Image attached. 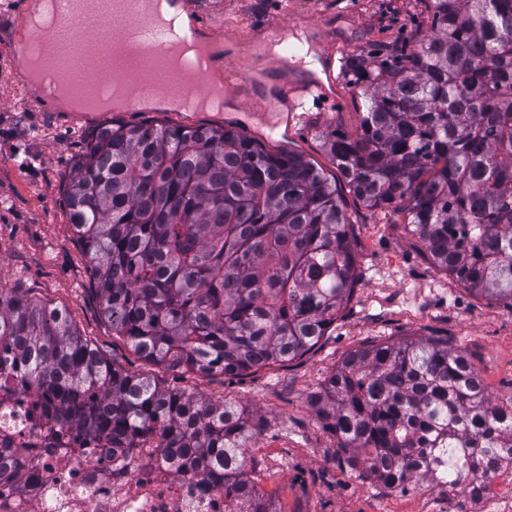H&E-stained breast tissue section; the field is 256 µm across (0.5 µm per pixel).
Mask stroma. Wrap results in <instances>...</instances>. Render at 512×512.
<instances>
[{
  "label": "stroma",
  "mask_w": 512,
  "mask_h": 512,
  "mask_svg": "<svg viewBox=\"0 0 512 512\" xmlns=\"http://www.w3.org/2000/svg\"><path fill=\"white\" fill-rule=\"evenodd\" d=\"M30 0H0V291L25 293L66 310L81 334L116 367L150 375L165 388L245 409L251 478L279 512H448V488L426 477L405 494L362 478L336 452L309 399L350 351L432 339L469 354L491 399L512 402V308L467 291L435 266L402 212L372 208L336 185L351 224L358 280L329 336L303 358L259 372L204 377L147 364L103 323L88 263L69 224L65 183L97 126L165 124L234 130L271 152L288 148L335 176L320 134L354 136L363 119L351 57L373 63L417 49L431 28L424 0H178L211 44L234 42L224 80L243 93L226 109L181 112L176 106L74 112L63 101L43 107L22 79L16 46ZM287 31L309 53L327 52L340 105L306 98L287 129H269L258 112L276 111L288 83L270 35Z\"/></svg>",
  "instance_id": "stroma-1"
}]
</instances>
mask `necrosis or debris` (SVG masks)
Masks as SVG:
<instances>
[{
  "label": "necrosis or debris",
  "instance_id": "4bbe7bcc",
  "mask_svg": "<svg viewBox=\"0 0 512 512\" xmlns=\"http://www.w3.org/2000/svg\"><path fill=\"white\" fill-rule=\"evenodd\" d=\"M26 449L37 465H23L27 493L0 483V512H241L228 506L203 472L160 452L146 435L138 452L83 435L76 452L58 448L56 430L38 421L33 395L0 396V445Z\"/></svg>",
  "mask_w": 512,
  "mask_h": 512
}]
</instances>
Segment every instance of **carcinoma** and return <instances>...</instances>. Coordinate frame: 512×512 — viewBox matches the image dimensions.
Returning <instances> with one entry per match:
<instances>
[{
  "label": "carcinoma",
  "mask_w": 512,
  "mask_h": 512,
  "mask_svg": "<svg viewBox=\"0 0 512 512\" xmlns=\"http://www.w3.org/2000/svg\"><path fill=\"white\" fill-rule=\"evenodd\" d=\"M431 32L389 64L354 58L361 132L321 133L354 195L406 212L433 262L512 308V0H428ZM69 221L102 320L143 360L203 376L290 362L318 345L354 292L336 181L292 151L210 126L112 125L69 175ZM34 388L58 438L84 430L205 472L248 512H279L246 474L244 411L125 374L68 314L0 292V389ZM347 463L386 488L415 477L463 492L512 457V403L487 395L468 355L433 340L349 352L312 399ZM14 451L0 447V482Z\"/></svg>",
  "instance_id": "carcinoma-1"
}]
</instances>
